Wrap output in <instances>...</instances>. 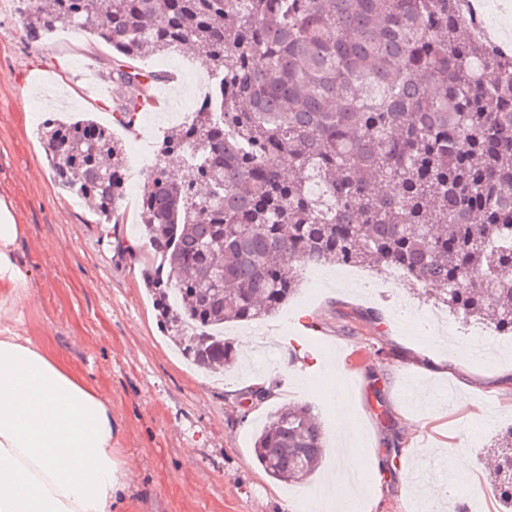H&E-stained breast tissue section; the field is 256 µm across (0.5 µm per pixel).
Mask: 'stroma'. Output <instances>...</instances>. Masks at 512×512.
<instances>
[{
    "mask_svg": "<svg viewBox=\"0 0 512 512\" xmlns=\"http://www.w3.org/2000/svg\"><path fill=\"white\" fill-rule=\"evenodd\" d=\"M111 64V48L79 30L31 43L12 0H0V198L24 226L18 250L30 273L16 327L110 396L131 474L115 512H300L293 486L253 455L257 428L288 403L311 406L328 433L338 408L356 413L373 450L362 485L370 512H406L411 500L458 512L472 484L489 486L486 461L476 460L472 481L437 472L459 445L485 450L512 430V338L448 311L436 336L419 338L349 287L324 284L309 297L305 270L288 327L272 316L225 329L240 365L220 377L193 369L161 331L128 250L139 234L134 215L98 223L54 184L36 134L59 80L83 96L74 111L111 121L122 89L100 96L85 83L86 71L104 78ZM150 66L172 74L184 101L207 72L204 60L182 54ZM173 124L169 111L146 110L137 132H118L127 158L139 137L155 147ZM493 338L503 346L494 358L460 357ZM257 375L268 395L245 399Z\"/></svg>",
    "mask_w": 512,
    "mask_h": 512,
    "instance_id": "1",
    "label": "stroma"
}]
</instances>
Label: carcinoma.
I'll return each mask as SVG.
<instances>
[{"label":"carcinoma","mask_w":512,"mask_h":512,"mask_svg":"<svg viewBox=\"0 0 512 512\" xmlns=\"http://www.w3.org/2000/svg\"><path fill=\"white\" fill-rule=\"evenodd\" d=\"M29 40L80 29L114 52L129 129L180 51L209 63L213 102L159 141L137 213L157 319L196 366L236 357L224 325L264 319L308 262L399 268L464 318L512 335V56L472 37L464 0H19ZM54 183L103 222L128 161L112 129L48 119ZM192 177L177 182L175 169ZM391 184L393 194L381 187ZM321 422L283 405L256 436L273 479L307 481ZM512 508V431L492 451Z\"/></svg>","instance_id":"1"}]
</instances>
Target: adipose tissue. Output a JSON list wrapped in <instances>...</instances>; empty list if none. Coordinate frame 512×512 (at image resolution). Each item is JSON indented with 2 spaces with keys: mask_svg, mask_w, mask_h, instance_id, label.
Listing matches in <instances>:
<instances>
[{
  "mask_svg": "<svg viewBox=\"0 0 512 512\" xmlns=\"http://www.w3.org/2000/svg\"><path fill=\"white\" fill-rule=\"evenodd\" d=\"M23 232L0 199V305L13 308L28 286L16 252ZM334 428L350 443L339 451L325 498L337 512H364L351 487L367 458L360 426L342 412ZM117 430L105 392L0 318V512H110L128 483Z\"/></svg>",
  "mask_w": 512,
  "mask_h": 512,
  "instance_id": "adipose-tissue-1",
  "label": "adipose tissue"
}]
</instances>
